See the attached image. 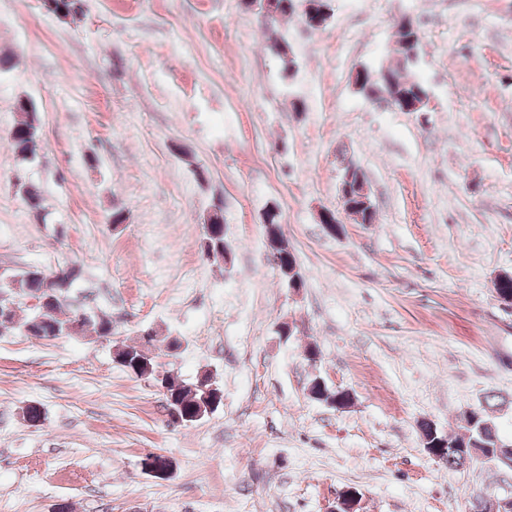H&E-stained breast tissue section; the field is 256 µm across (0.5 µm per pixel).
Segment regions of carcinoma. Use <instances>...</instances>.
Returning <instances> with one entry per match:
<instances>
[{
	"instance_id": "obj_1",
	"label": "carcinoma",
	"mask_w": 512,
	"mask_h": 512,
	"mask_svg": "<svg viewBox=\"0 0 512 512\" xmlns=\"http://www.w3.org/2000/svg\"><path fill=\"white\" fill-rule=\"evenodd\" d=\"M300 0H273L269 4L265 18L275 23L290 17L304 18L299 12ZM399 44L401 57L394 63L380 66L376 77H370L367 70L356 72L354 85L364 96L379 99L400 112L424 111L427 104L428 89L408 70L413 66L420 43V35L413 21L404 19L399 24ZM21 119L16 123L9 137L14 153L23 162L30 163L35 158L38 139V119L36 113L20 109ZM22 196L29 211L36 217H43V198L41 191L33 184H24ZM280 212L271 214L273 226L269 248L271 262L277 265L279 272L284 268L298 266L295 254L288 248L279 232ZM208 240L205 255L215 258L224 256V215H219L209 223V231L202 234ZM82 270L71 267L49 274L42 269L23 270L13 274V279L0 284V293L7 294L13 304L9 313L0 310V333L7 329H17L27 336L44 340L63 336L64 326L75 318H80V332L93 331L103 338L112 337V317L104 314L96 305L94 291L88 289L75 297L72 291L81 278ZM47 298L36 308L27 309L24 319H18V311L25 305V299ZM118 363L131 375L140 379H154L155 362L137 345H123L118 353ZM166 406L175 408L183 422H196L208 415V406L214 401V393L208 391L211 386L210 373L203 372L193 381H185L173 374L162 379ZM309 395L312 399L326 402L350 404L351 397L340 394L313 382L309 383ZM488 396L478 406L465 412L460 420L459 431L448 434L445 464L450 469H461L473 462L472 450L479 449L485 455H496L497 443L502 441L496 424L489 414L492 409Z\"/></svg>"
}]
</instances>
